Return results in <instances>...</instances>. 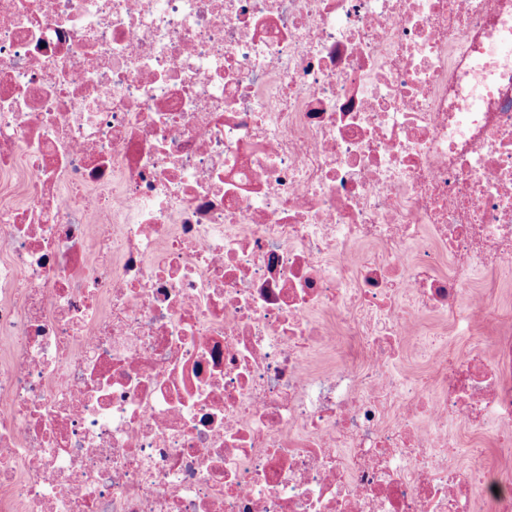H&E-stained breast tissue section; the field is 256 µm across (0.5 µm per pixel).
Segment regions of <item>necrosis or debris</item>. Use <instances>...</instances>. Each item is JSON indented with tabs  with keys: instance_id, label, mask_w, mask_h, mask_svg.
I'll use <instances>...</instances> for the list:
<instances>
[{
	"instance_id": "1",
	"label": "necrosis or debris",
	"mask_w": 512,
	"mask_h": 512,
	"mask_svg": "<svg viewBox=\"0 0 512 512\" xmlns=\"http://www.w3.org/2000/svg\"><path fill=\"white\" fill-rule=\"evenodd\" d=\"M509 29L0 0V512H512ZM475 292L487 294L503 318L512 319V273L485 270L479 272L472 283Z\"/></svg>"
}]
</instances>
